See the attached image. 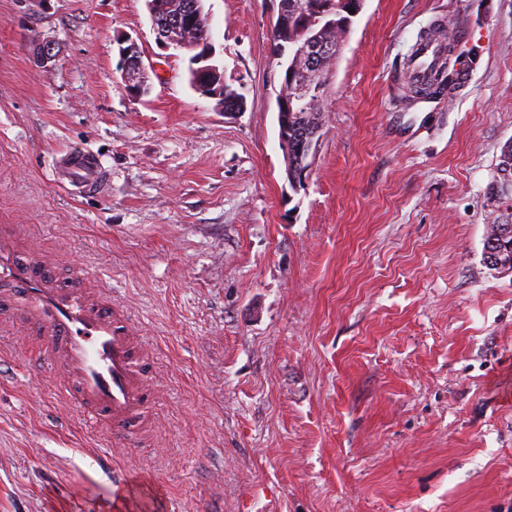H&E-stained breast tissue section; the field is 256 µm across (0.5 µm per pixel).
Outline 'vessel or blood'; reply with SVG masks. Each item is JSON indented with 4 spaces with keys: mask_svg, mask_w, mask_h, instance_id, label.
<instances>
[{
    "mask_svg": "<svg viewBox=\"0 0 512 512\" xmlns=\"http://www.w3.org/2000/svg\"><path fill=\"white\" fill-rule=\"evenodd\" d=\"M448 44L427 32L407 60L408 82L422 85L446 73ZM70 181L95 189L99 169L79 151L61 156ZM21 227L0 225V328L17 324L37 337L40 362L61 381V390L86 425L107 428L113 444L131 448L132 428L148 430L153 375L148 353L123 312L89 280L82 267L69 271V286L57 283L47 256L21 254Z\"/></svg>",
    "mask_w": 512,
    "mask_h": 512,
    "instance_id": "vessel-or-blood-1",
    "label": "vessel or blood"
}]
</instances>
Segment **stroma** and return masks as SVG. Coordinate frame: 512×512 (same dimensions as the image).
Instances as JSON below:
<instances>
[{"label": "stroma", "mask_w": 512, "mask_h": 512, "mask_svg": "<svg viewBox=\"0 0 512 512\" xmlns=\"http://www.w3.org/2000/svg\"><path fill=\"white\" fill-rule=\"evenodd\" d=\"M204 7L236 115L190 88L145 0H0V224L60 283L78 264L111 288L156 380L128 455L31 375V337L0 331V512H114L105 450L169 512H512V272L483 260L489 225L512 224V0H363L294 188L277 0ZM438 19L464 78L409 98L399 74ZM73 149L102 192L57 169ZM127 46L122 47L121 57L124 60L122 81L126 92L133 97H140L146 89L145 66L142 61L141 51L136 41L129 35L120 37Z\"/></svg>", "instance_id": "obj_1"}]
</instances>
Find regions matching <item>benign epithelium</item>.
I'll list each match as a JSON object with an SVG mask.
<instances>
[{
	"label": "benign epithelium",
	"instance_id": "7a95c632",
	"mask_svg": "<svg viewBox=\"0 0 512 512\" xmlns=\"http://www.w3.org/2000/svg\"><path fill=\"white\" fill-rule=\"evenodd\" d=\"M335 0H311L307 10L300 13L288 6V0H278L276 21L271 29L270 52L283 71L280 92L277 93V124L280 146L284 152L286 178L296 184L306 177L309 157L320 137V125L299 126L293 113L311 97L322 98L329 83L331 65L321 59L330 46L325 33L336 29ZM194 23L181 21L177 14L168 22H156L153 29L160 46L167 49H190L196 45ZM121 40L124 60L122 81L126 92L140 97L146 89L145 66L136 41L129 35ZM218 72L215 65L194 69L193 85L208 97L218 101L216 108L227 114L241 112L246 106L244 95L224 99L215 88L211 75Z\"/></svg>",
	"mask_w": 512,
	"mask_h": 512
}]
</instances>
